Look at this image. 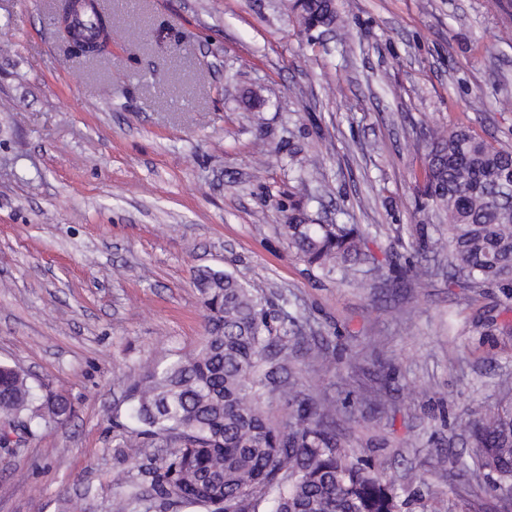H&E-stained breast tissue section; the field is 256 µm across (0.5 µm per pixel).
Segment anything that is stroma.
Returning a JSON list of instances; mask_svg holds the SVG:
<instances>
[{
	"label": "stroma",
	"instance_id": "1",
	"mask_svg": "<svg viewBox=\"0 0 512 512\" xmlns=\"http://www.w3.org/2000/svg\"><path fill=\"white\" fill-rule=\"evenodd\" d=\"M112 40L70 56L54 0H0V363L71 412L0 453V512H112L137 475L126 387L196 354L199 268L233 273L342 361L289 345L300 387L339 407L345 447L442 507L465 490L471 411L512 375L486 335L497 290L402 276L448 216L421 194L428 132L512 145V31L496 0H335L305 34L289 0H96ZM357 224L389 281H341L281 234L296 190ZM388 393L386 413L360 397ZM424 485H416L415 476Z\"/></svg>",
	"mask_w": 512,
	"mask_h": 512
}]
</instances>
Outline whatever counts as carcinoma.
I'll return each instance as SVG.
<instances>
[{"label":"carcinoma","instance_id":"1","mask_svg":"<svg viewBox=\"0 0 512 512\" xmlns=\"http://www.w3.org/2000/svg\"><path fill=\"white\" fill-rule=\"evenodd\" d=\"M291 12L309 34L337 19L332 0H304ZM112 23L95 8L78 19L67 50L87 57L83 45L108 46ZM424 194L448 213V238L426 241L432 263L409 269L420 280L448 257V274L461 288H495L512 305V148L465 129L436 135ZM288 246L303 262L347 280L358 273L386 276L367 238L355 225L312 224L294 207L283 225ZM195 286L207 310V336L195 355L131 383L126 397L139 434L150 440L140 478L127 483L115 512H439L420 491L405 496L374 466L342 445L336 403L309 397L285 374L288 344L275 334L269 299L227 272L198 270ZM278 395L294 407L282 424L262 404ZM496 401L473 412L466 426L471 462L463 464L470 488L486 487L498 512H512V378H501ZM69 415L67 398L36 393L28 377L0 364V429L17 440L0 444L16 454L38 429Z\"/></svg>","mask_w":512,"mask_h":512}]
</instances>
